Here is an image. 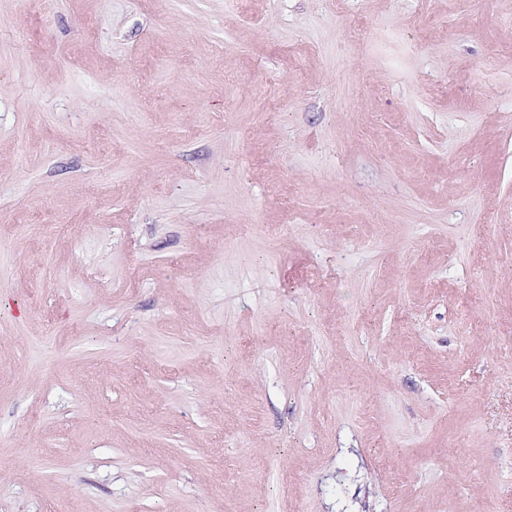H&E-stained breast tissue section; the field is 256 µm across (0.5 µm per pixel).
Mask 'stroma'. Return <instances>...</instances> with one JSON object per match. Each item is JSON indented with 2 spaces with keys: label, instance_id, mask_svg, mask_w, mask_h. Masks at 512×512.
<instances>
[{
  "label": "stroma",
  "instance_id": "obj_1",
  "mask_svg": "<svg viewBox=\"0 0 512 512\" xmlns=\"http://www.w3.org/2000/svg\"><path fill=\"white\" fill-rule=\"evenodd\" d=\"M0 512H512V0H0Z\"/></svg>",
  "mask_w": 512,
  "mask_h": 512
}]
</instances>
